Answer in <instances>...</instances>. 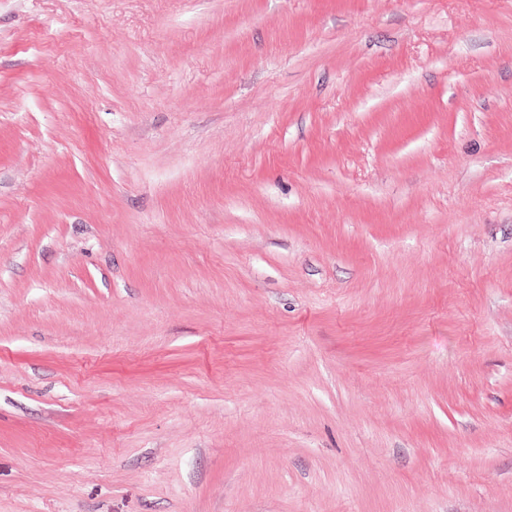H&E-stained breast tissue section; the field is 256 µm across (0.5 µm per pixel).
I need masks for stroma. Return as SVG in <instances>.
<instances>
[{
  "instance_id": "1",
  "label": "stroma",
  "mask_w": 512,
  "mask_h": 512,
  "mask_svg": "<svg viewBox=\"0 0 512 512\" xmlns=\"http://www.w3.org/2000/svg\"><path fill=\"white\" fill-rule=\"evenodd\" d=\"M0 512H512V0H0Z\"/></svg>"
}]
</instances>
